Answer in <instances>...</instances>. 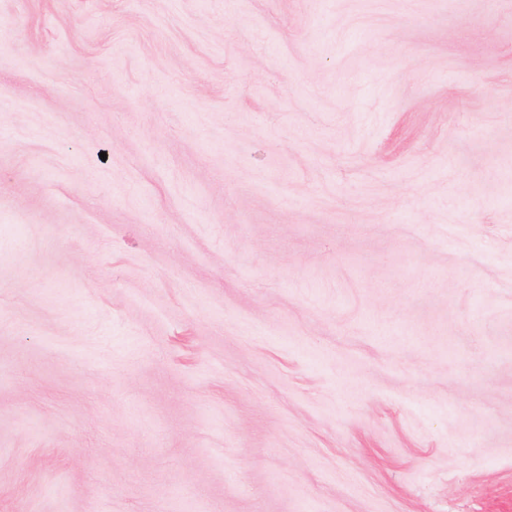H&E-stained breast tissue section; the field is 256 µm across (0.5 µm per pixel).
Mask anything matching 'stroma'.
<instances>
[{"label":"stroma","mask_w":512,"mask_h":512,"mask_svg":"<svg viewBox=\"0 0 512 512\" xmlns=\"http://www.w3.org/2000/svg\"><path fill=\"white\" fill-rule=\"evenodd\" d=\"M0 512H512V0H0Z\"/></svg>","instance_id":"obj_1"}]
</instances>
